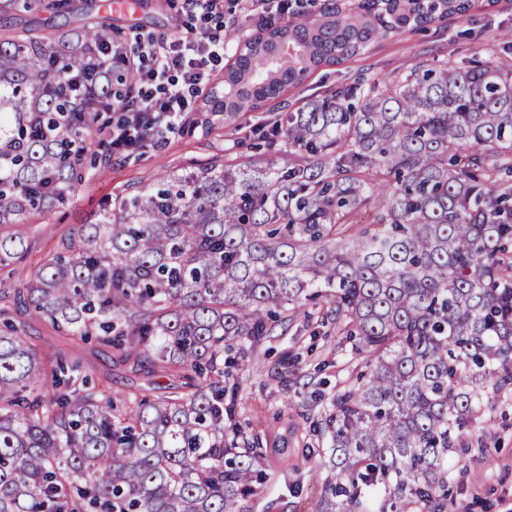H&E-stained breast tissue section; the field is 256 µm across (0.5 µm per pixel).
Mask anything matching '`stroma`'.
Returning a JSON list of instances; mask_svg holds the SVG:
<instances>
[{
    "instance_id": "stroma-1",
    "label": "stroma",
    "mask_w": 512,
    "mask_h": 512,
    "mask_svg": "<svg viewBox=\"0 0 512 512\" xmlns=\"http://www.w3.org/2000/svg\"><path fill=\"white\" fill-rule=\"evenodd\" d=\"M187 21L183 0H140L134 16L113 15L112 23L126 40L150 34L175 35ZM512 30V0H478L469 20H449L416 32H394L370 43L361 54L339 66H324L284 96L268 101V113L294 109L339 84L363 78H391L420 60L439 65L483 57L488 45L503 41ZM259 114H223L192 109L175 132L163 134L144 151L114 149L109 132L111 113L99 116L90 152L83 160L82 183L66 205L35 218L25 230L32 267L52 254L71 228L87 223L116 195L170 171L215 158L233 159L255 153L257 140L244 137L259 123ZM326 305H308L285 335H273L246 354L239 370L236 418L258 434L267 450L269 479L258 489L255 512H317L325 445L310 431L309 405L330 397L356 375L350 345L323 318ZM27 334L40 351L62 350L77 358L83 371L113 397L135 393L141 376L105 361L93 345L28 319ZM468 447L458 449L448 477L447 512H512V394L487 391L484 413L466 431Z\"/></svg>"
}]
</instances>
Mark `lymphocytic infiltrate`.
Instances as JSON below:
<instances>
[{"mask_svg":"<svg viewBox=\"0 0 512 512\" xmlns=\"http://www.w3.org/2000/svg\"><path fill=\"white\" fill-rule=\"evenodd\" d=\"M137 52L147 61L141 87L122 107L112 136L113 144L127 151L150 146L160 130L177 129L224 60V31L190 27L175 37L148 39Z\"/></svg>","mask_w":512,"mask_h":512,"instance_id":"lymphocytic-infiltrate-1","label":"lymphocytic infiltrate"}]
</instances>
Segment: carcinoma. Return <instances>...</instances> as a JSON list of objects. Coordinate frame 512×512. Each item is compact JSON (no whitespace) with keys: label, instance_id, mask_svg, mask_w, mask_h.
I'll list each match as a JSON object with an SVG mask.
<instances>
[{"label":"carcinoma","instance_id":"cac0c4a2","mask_svg":"<svg viewBox=\"0 0 512 512\" xmlns=\"http://www.w3.org/2000/svg\"><path fill=\"white\" fill-rule=\"evenodd\" d=\"M473 6L327 0L237 44L208 111H256ZM40 9L77 7L0 0L5 18ZM129 50L106 17L0 30V267L81 182L96 114L129 96ZM252 135L262 152L135 188L0 295V512H251L266 449L237 424L233 369L320 298L365 373L311 408L329 470L318 512H445L483 389L512 393V63L420 61ZM15 313L94 338L144 384L114 406Z\"/></svg>","mask_w":512,"mask_h":512}]
</instances>
